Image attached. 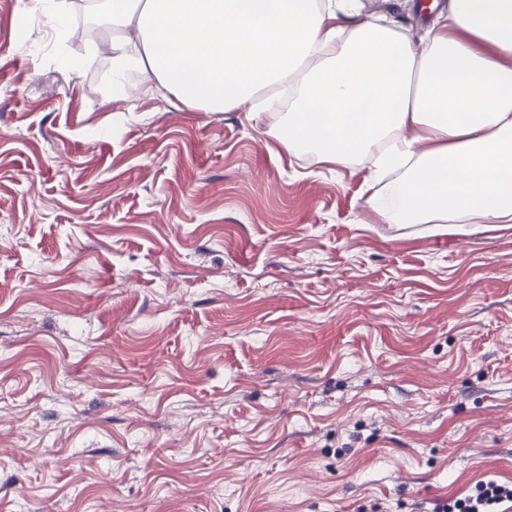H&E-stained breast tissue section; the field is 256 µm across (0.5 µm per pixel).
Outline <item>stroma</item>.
Segmentation results:
<instances>
[{
    "mask_svg": "<svg viewBox=\"0 0 512 512\" xmlns=\"http://www.w3.org/2000/svg\"><path fill=\"white\" fill-rule=\"evenodd\" d=\"M0 0V512H431L512 481V224H384L398 174L279 115L106 88ZM364 0L422 40L448 0Z\"/></svg>",
    "mask_w": 512,
    "mask_h": 512,
    "instance_id": "1",
    "label": "stroma"
}]
</instances>
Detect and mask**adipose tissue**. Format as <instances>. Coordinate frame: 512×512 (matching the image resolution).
<instances>
[{"label":"adipose tissue","instance_id":"1","mask_svg":"<svg viewBox=\"0 0 512 512\" xmlns=\"http://www.w3.org/2000/svg\"><path fill=\"white\" fill-rule=\"evenodd\" d=\"M112 28V99L130 74L144 96L193 112L248 105L284 85L269 134L316 163L369 159L402 178L391 224L512 223V0H448L415 46L361 0H98Z\"/></svg>","mask_w":512,"mask_h":512}]
</instances>
